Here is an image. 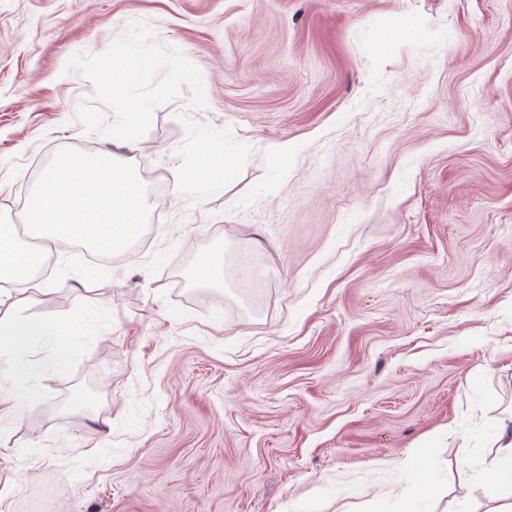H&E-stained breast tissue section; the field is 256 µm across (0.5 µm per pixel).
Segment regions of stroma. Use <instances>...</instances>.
Listing matches in <instances>:
<instances>
[{"label":"stroma","mask_w":512,"mask_h":512,"mask_svg":"<svg viewBox=\"0 0 512 512\" xmlns=\"http://www.w3.org/2000/svg\"><path fill=\"white\" fill-rule=\"evenodd\" d=\"M62 149L168 194L26 289L0 512L512 496V0H0V224Z\"/></svg>","instance_id":"stroma-1"}]
</instances>
